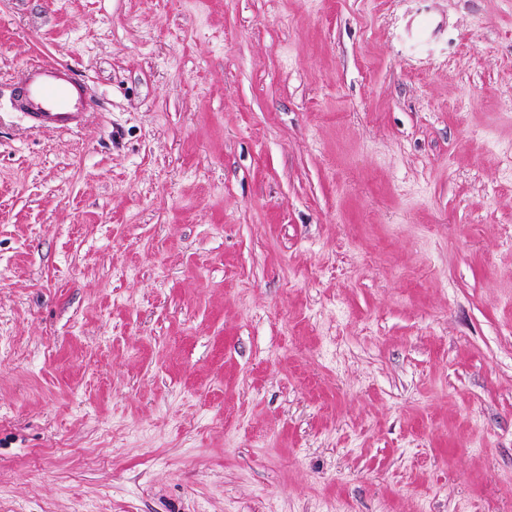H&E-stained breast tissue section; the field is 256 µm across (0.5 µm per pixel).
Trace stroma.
<instances>
[{
  "label": "stroma",
  "mask_w": 512,
  "mask_h": 512,
  "mask_svg": "<svg viewBox=\"0 0 512 512\" xmlns=\"http://www.w3.org/2000/svg\"><path fill=\"white\" fill-rule=\"evenodd\" d=\"M510 151L512 0H0V512H512ZM18 85V101L36 128L71 130L88 112L80 84L59 63L29 65Z\"/></svg>",
  "instance_id": "1"
}]
</instances>
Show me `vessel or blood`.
Wrapping results in <instances>:
<instances>
[{"label":"vessel or blood","instance_id":"1","mask_svg":"<svg viewBox=\"0 0 512 512\" xmlns=\"http://www.w3.org/2000/svg\"><path fill=\"white\" fill-rule=\"evenodd\" d=\"M18 100L34 127L71 130L88 111L81 87L61 64H33L18 80Z\"/></svg>","mask_w":512,"mask_h":512}]
</instances>
